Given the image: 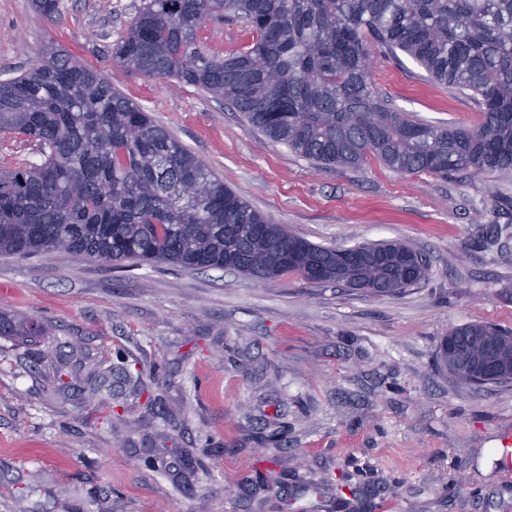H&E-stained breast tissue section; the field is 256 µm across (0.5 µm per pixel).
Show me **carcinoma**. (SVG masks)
<instances>
[{
    "mask_svg": "<svg viewBox=\"0 0 512 512\" xmlns=\"http://www.w3.org/2000/svg\"><path fill=\"white\" fill-rule=\"evenodd\" d=\"M54 22L59 0H31ZM217 13L254 39L224 56L199 43ZM417 61L469 95L474 127L433 126L372 88V47ZM113 64L224 99L274 143L319 167L373 156L401 174L512 172V0H143L110 51ZM0 132L39 143L41 163L0 168V254L60 250L102 262L232 270L258 281L292 273L395 295L427 275L398 242L338 248L302 239L252 210L192 151L75 56L53 51L0 81ZM34 324L0 311V335ZM456 378L500 359L482 383L512 380V332L472 323L440 344Z\"/></svg>",
    "mask_w": 512,
    "mask_h": 512,
    "instance_id": "1",
    "label": "carcinoma"
}]
</instances>
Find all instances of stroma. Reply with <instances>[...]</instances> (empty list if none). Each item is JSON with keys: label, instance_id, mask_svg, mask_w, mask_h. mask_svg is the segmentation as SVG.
I'll return each mask as SVG.
<instances>
[{"label": "stroma", "instance_id": "obj_1", "mask_svg": "<svg viewBox=\"0 0 512 512\" xmlns=\"http://www.w3.org/2000/svg\"><path fill=\"white\" fill-rule=\"evenodd\" d=\"M142 0H0V81L62 48L97 70L252 209L326 246L396 240L427 279L376 296L288 274L0 255V310L38 323L0 336V512H512V381L459 383L450 327L512 329V174H401L376 159L320 168L198 88L113 66ZM202 47L250 45L233 17ZM373 89L438 126L476 102L405 54L375 49ZM127 368L129 380L98 375Z\"/></svg>", "mask_w": 512, "mask_h": 512}]
</instances>
